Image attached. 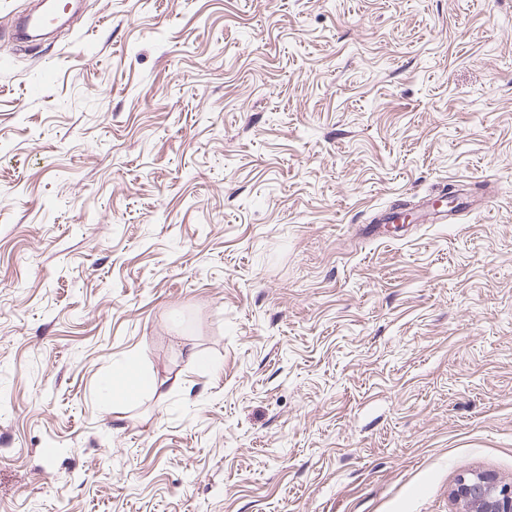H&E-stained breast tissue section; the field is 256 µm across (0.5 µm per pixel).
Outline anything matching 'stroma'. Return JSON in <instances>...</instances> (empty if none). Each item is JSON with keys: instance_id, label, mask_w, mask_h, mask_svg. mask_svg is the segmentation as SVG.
<instances>
[{"instance_id": "1", "label": "stroma", "mask_w": 512, "mask_h": 512, "mask_svg": "<svg viewBox=\"0 0 512 512\" xmlns=\"http://www.w3.org/2000/svg\"><path fill=\"white\" fill-rule=\"evenodd\" d=\"M33 2L0 0V512L512 483V0H81L34 53Z\"/></svg>"}]
</instances>
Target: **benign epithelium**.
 <instances>
[{"mask_svg": "<svg viewBox=\"0 0 512 512\" xmlns=\"http://www.w3.org/2000/svg\"><path fill=\"white\" fill-rule=\"evenodd\" d=\"M458 512H512V484L487 472L459 476L451 490Z\"/></svg>", "mask_w": 512, "mask_h": 512, "instance_id": "1", "label": "benign epithelium"}]
</instances>
